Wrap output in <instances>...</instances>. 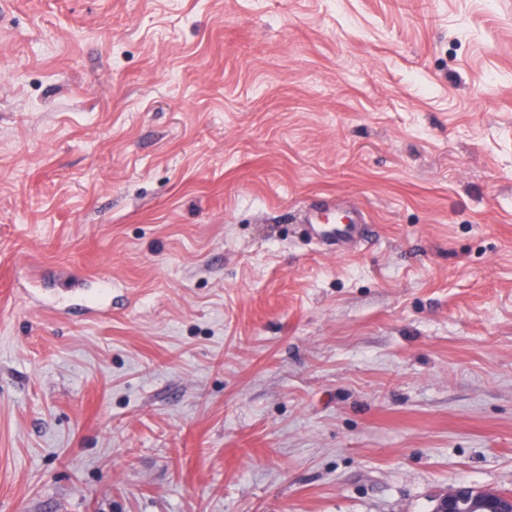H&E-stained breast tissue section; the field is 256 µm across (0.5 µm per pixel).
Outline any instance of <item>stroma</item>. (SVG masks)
Instances as JSON below:
<instances>
[{
  "instance_id": "obj_1",
  "label": "stroma",
  "mask_w": 512,
  "mask_h": 512,
  "mask_svg": "<svg viewBox=\"0 0 512 512\" xmlns=\"http://www.w3.org/2000/svg\"><path fill=\"white\" fill-rule=\"evenodd\" d=\"M457 485L512 492V0H0V512ZM343 202L335 196L320 197L309 202L301 211L300 220L308 228L311 240L322 244L330 253L347 256L374 231V224H367L364 217L355 223H345ZM336 214V219L330 221Z\"/></svg>"
}]
</instances>
